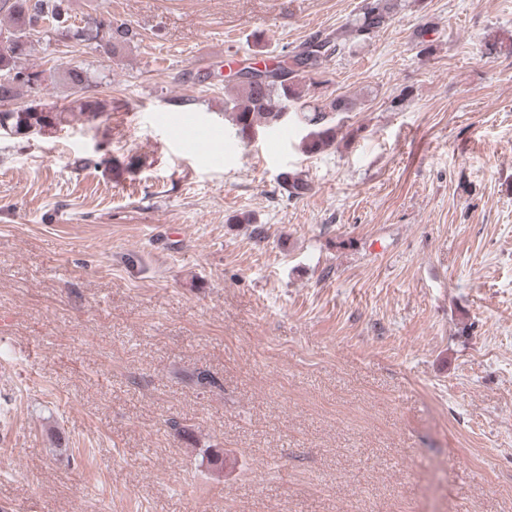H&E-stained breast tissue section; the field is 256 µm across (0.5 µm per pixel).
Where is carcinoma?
<instances>
[{"instance_id":"carcinoma-1","label":"carcinoma","mask_w":512,"mask_h":512,"mask_svg":"<svg viewBox=\"0 0 512 512\" xmlns=\"http://www.w3.org/2000/svg\"><path fill=\"white\" fill-rule=\"evenodd\" d=\"M406 6V0H360L356 13L345 30L334 37H325L306 43L300 50L286 58H273L280 74L257 83L245 80H227L230 95L224 98V121L233 129L239 142L247 144L262 130L281 127L284 111L304 125L306 135L301 148L309 154H319L336 143L340 126L336 117L343 112H353L358 99L349 95L327 96L321 92L325 81L321 79L322 60L339 53L351 41L365 44L386 29L395 13ZM0 13L7 24L0 27V34L16 38V48L7 57H0V78H9V84L0 83V96L15 100L20 91L32 87V77L40 71L27 65V58L34 50L32 36L44 31L59 41L89 42L107 55L114 54L133 42L135 33L120 25L102 41L98 27L80 26L71 21L66 0H0ZM63 81L73 91V99L57 106V111L46 112L44 102H32L21 108L0 110V134L15 138L50 133L68 125L73 119L83 117L93 120L110 111L111 103L93 94L96 77L84 66L70 65L63 72L49 74V85ZM281 185L291 197H303L312 190L311 183L298 173L285 171L280 174Z\"/></svg>"}]
</instances>
